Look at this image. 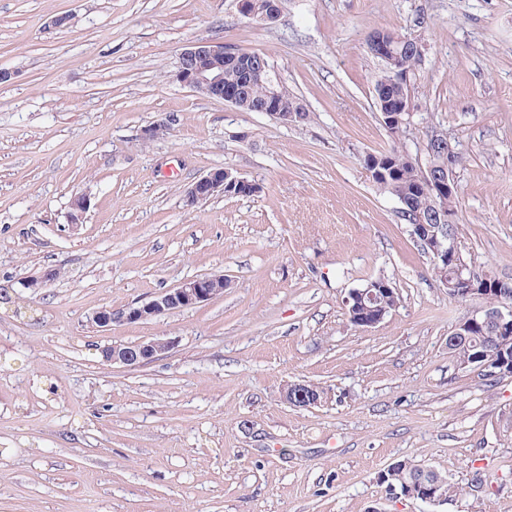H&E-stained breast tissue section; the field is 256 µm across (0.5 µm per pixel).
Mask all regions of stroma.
<instances>
[{
  "label": "stroma",
  "mask_w": 512,
  "mask_h": 512,
  "mask_svg": "<svg viewBox=\"0 0 512 512\" xmlns=\"http://www.w3.org/2000/svg\"><path fill=\"white\" fill-rule=\"evenodd\" d=\"M376 28L426 44L403 146L433 127L455 144L458 244L512 277V0H285L268 25L237 0H0V512H512V377L448 355L485 302L449 297L363 164L391 143ZM200 39L265 52L310 122L182 86ZM215 167L260 192L187 207ZM218 274L198 307L92 321ZM378 278L399 304L357 328L346 300ZM153 338L172 347L147 365L101 357ZM297 383L323 398L290 404ZM407 459L460 495L389 499L379 477Z\"/></svg>",
  "instance_id": "1"
}]
</instances>
